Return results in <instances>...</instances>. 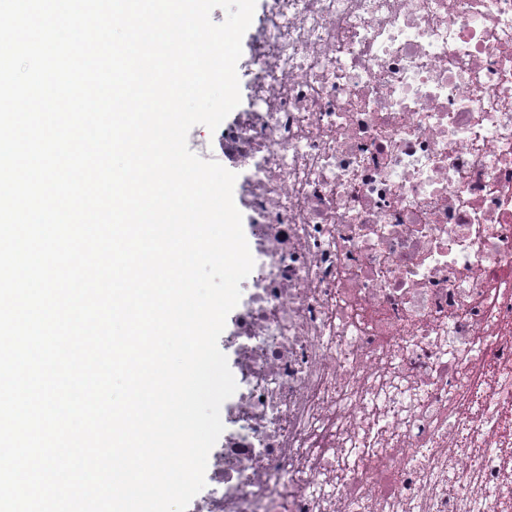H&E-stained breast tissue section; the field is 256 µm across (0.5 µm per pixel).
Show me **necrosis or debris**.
Here are the masks:
<instances>
[{
	"instance_id": "obj_1",
	"label": "necrosis or debris",
	"mask_w": 512,
	"mask_h": 512,
	"mask_svg": "<svg viewBox=\"0 0 512 512\" xmlns=\"http://www.w3.org/2000/svg\"><path fill=\"white\" fill-rule=\"evenodd\" d=\"M262 246L187 512H512V0H266Z\"/></svg>"
}]
</instances>
